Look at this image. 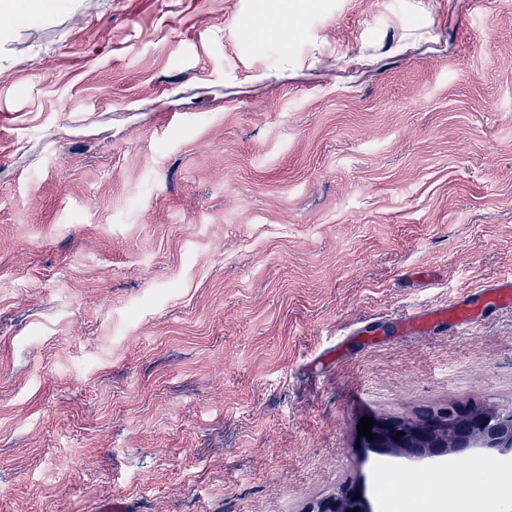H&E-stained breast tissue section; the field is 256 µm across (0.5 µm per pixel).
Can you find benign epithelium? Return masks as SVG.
Returning <instances> with one entry per match:
<instances>
[{"mask_svg":"<svg viewBox=\"0 0 512 512\" xmlns=\"http://www.w3.org/2000/svg\"><path fill=\"white\" fill-rule=\"evenodd\" d=\"M470 426V434L464 439H456L449 446L437 436L440 428L452 432L458 429L459 422ZM405 420L402 418H376L371 428L373 440L362 437L366 447H382L396 456L410 459H432L449 457L466 449H480L491 455L512 454V408H491L481 401L470 400L465 404L442 406L432 410L427 428L411 435H397ZM358 489L346 484L336 494L313 503L308 512H371L365 496L355 498Z\"/></svg>","mask_w":512,"mask_h":512,"instance_id":"7a95c632","label":"benign epithelium"}]
</instances>
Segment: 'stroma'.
Segmentation results:
<instances>
[{
    "mask_svg": "<svg viewBox=\"0 0 512 512\" xmlns=\"http://www.w3.org/2000/svg\"><path fill=\"white\" fill-rule=\"evenodd\" d=\"M504 275L512 0L0 11V512L441 489L357 426L512 405ZM497 465L453 462L512 512ZM434 317L452 318L459 326L466 325L473 320V316L463 305L450 304L448 307H423L408 314L404 318L407 329L414 332H421L430 320Z\"/></svg>",
    "mask_w": 512,
    "mask_h": 512,
    "instance_id": "stroma-1",
    "label": "stroma"
}]
</instances>
